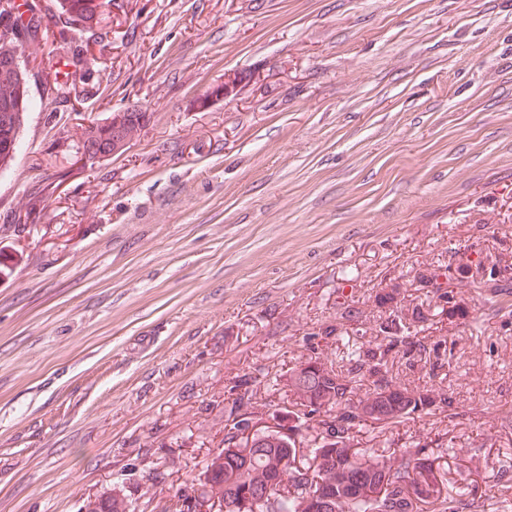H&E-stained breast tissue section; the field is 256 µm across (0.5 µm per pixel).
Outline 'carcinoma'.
<instances>
[{
	"mask_svg": "<svg viewBox=\"0 0 512 512\" xmlns=\"http://www.w3.org/2000/svg\"><path fill=\"white\" fill-rule=\"evenodd\" d=\"M112 0H0V167L16 156L19 132L30 109L29 75L20 61L23 44L37 37L39 22L50 15L64 20L65 28L91 29L99 24L101 14ZM76 60L52 57L48 66L53 75V90L70 93L67 67ZM147 113L137 109L112 112L84 133V152L91 159L112 155V142L129 140L144 126ZM491 307L512 295V275L479 281ZM400 295L393 287L375 296L369 312L350 309L353 318H369L374 339L360 346H348L322 357L320 364L328 379L307 376L311 388L323 389L333 399L328 407H316L306 391L294 381V375L309 365L305 361L276 380L288 392L295 410L288 412L293 422L289 430L307 426L321 436L323 443L314 449L311 462L295 465V441L280 445L277 434L269 428L254 436L256 448H243L237 442L244 415L261 413L267 405L257 400L262 380L245 374L227 390V423L224 424V447L210 453L198 483L179 489L166 512H199L197 507L219 504L225 512H307V503L319 496L328 498L323 512H417V503L430 501L436 512H458L467 493L457 491L448 496L438 488L437 474L428 457L419 451L401 448L376 461L353 448V430L370 421L389 428L416 414L439 411L452 416L456 397L436 382L440 372L452 363L446 341L427 345L413 334V323L421 312L407 313L393 305ZM448 305V317L466 319L464 301L453 291L440 295ZM315 340L344 339V331L332 324L310 334ZM402 360L408 368L422 362L429 367V383L390 373L388 365ZM140 505L126 495H104L85 512H138Z\"/></svg>",
	"mask_w": 512,
	"mask_h": 512,
	"instance_id": "carcinoma-1",
	"label": "carcinoma"
}]
</instances>
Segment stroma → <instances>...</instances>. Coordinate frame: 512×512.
Wrapping results in <instances>:
<instances>
[{
    "label": "stroma",
    "instance_id": "1",
    "mask_svg": "<svg viewBox=\"0 0 512 512\" xmlns=\"http://www.w3.org/2000/svg\"><path fill=\"white\" fill-rule=\"evenodd\" d=\"M26 49L32 108L0 169V512H81L197 482L224 445V390L314 356L322 324L381 286L420 306L418 339L453 341L457 415H421L352 444L417 447L467 512H500L512 476V306L473 280L449 320L420 265L470 246L512 260V0H115L79 98L43 63L76 45L46 18ZM238 99L193 100L225 75ZM150 119L124 153L81 133ZM158 465L149 479L144 465ZM129 111L110 113L102 122L84 133V152L89 158L102 159L125 150L127 144L113 150L112 142L130 140L136 136L145 125L147 116V112H137L139 109L136 108L131 109L132 112ZM142 119L143 122H141ZM112 505V510L110 506ZM94 509V510H93ZM136 512L144 511L140 509V505L137 502L130 501L126 495L113 493L104 495L92 502L85 512Z\"/></svg>",
    "mask_w": 512,
    "mask_h": 512
}]
</instances>
